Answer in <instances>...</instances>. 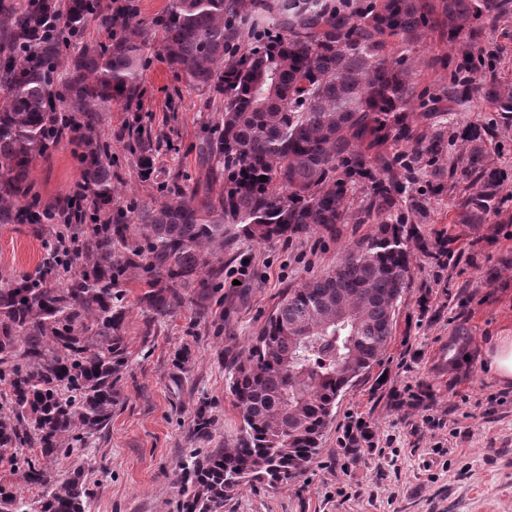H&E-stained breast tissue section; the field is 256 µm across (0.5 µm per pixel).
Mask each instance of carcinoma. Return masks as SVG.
I'll return each instance as SVG.
<instances>
[{
	"label": "carcinoma",
	"instance_id": "1",
	"mask_svg": "<svg viewBox=\"0 0 512 512\" xmlns=\"http://www.w3.org/2000/svg\"><path fill=\"white\" fill-rule=\"evenodd\" d=\"M507 0H367L353 14L331 0H169L155 22L170 66L222 101L213 135L200 147L222 191L168 189V200L100 223L112 204L107 146L80 141L86 198L74 250L48 256L54 279L12 275L0 284V465L38 490L23 496L0 480V512H87L80 469L60 460L104 434L132 356L126 341L128 288L155 322L189 305L208 315L224 303V248L239 238L271 241L314 227L336 232L354 220L379 221V233L348 251L328 274L278 303L247 355L234 365L230 391L241 436L230 448L195 458L184 512H221L255 481L295 480L318 454L341 393L378 365L410 282V243L426 248L419 225L423 194L408 195L406 224L396 196L422 166L442 179L444 142L428 159L390 149L413 133L417 87L403 55L392 51L438 31L457 46L463 66L449 71L448 111L472 93L494 112L512 113V84L486 69L480 46ZM0 41V224H20L29 207L31 166L73 125L90 130L112 103L139 97L148 60L140 28L103 0H67L59 26L48 0L7 4ZM97 22L106 42L76 45ZM67 61L64 93L53 90ZM69 111H61V105ZM135 165L155 172L152 129L129 132ZM461 174L473 192L456 224H483L496 212L504 173L489 159L477 128ZM265 181H260V177ZM362 189L357 211L349 192Z\"/></svg>",
	"mask_w": 512,
	"mask_h": 512
}]
</instances>
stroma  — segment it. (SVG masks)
<instances>
[{
  "label": "stroma",
  "mask_w": 512,
  "mask_h": 512,
  "mask_svg": "<svg viewBox=\"0 0 512 512\" xmlns=\"http://www.w3.org/2000/svg\"><path fill=\"white\" fill-rule=\"evenodd\" d=\"M149 60L138 101L115 103L93 134L112 147L113 208L158 207L166 187L189 192L211 174L200 156L215 115L208 91L189 86L165 60L152 20L168 0H136ZM486 64L512 82V14L482 40ZM419 99L412 123L423 150L444 138L443 162L462 149L459 129L485 130L487 150L507 174L498 211L483 224H458L454 214L468 183L417 173L428 199L422 231L428 242L456 240L457 257L438 267L412 250L411 284L398 306L394 340L380 366L338 399L320 450L296 480L255 482L224 503L223 512H512V386L486 364L497 337L512 334V119L486 109L479 95L447 112L448 63L455 52L438 34L405 53ZM151 126L156 171L138 175L128 144L134 121ZM77 147L61 139L32 165L39 205L57 203L82 180ZM377 222L314 228L290 239L238 240L224 251V306L209 318L191 307L156 323L143 339L138 289L127 296L126 336L132 358L104 435L61 460L81 469L89 512H181L183 467L194 455L232 445L241 421L229 390L235 362L245 356L283 294L335 267L345 253L375 236ZM46 250L28 225L0 224V275H37ZM429 385L420 399V384ZM206 414L211 438L196 437ZM437 426H429V419Z\"/></svg>",
  "instance_id": "stroma-1"
}]
</instances>
